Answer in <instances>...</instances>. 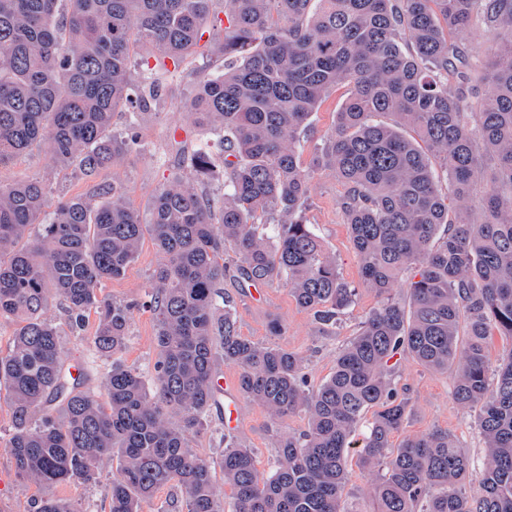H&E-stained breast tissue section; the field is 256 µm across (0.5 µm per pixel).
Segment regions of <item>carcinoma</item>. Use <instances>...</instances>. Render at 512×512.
<instances>
[{
	"label": "carcinoma",
	"instance_id": "1",
	"mask_svg": "<svg viewBox=\"0 0 512 512\" xmlns=\"http://www.w3.org/2000/svg\"><path fill=\"white\" fill-rule=\"evenodd\" d=\"M470 28L491 34L485 61L457 39ZM207 34L224 72L202 80L192 108L221 156L184 157L183 173L153 194L149 222L103 186L100 201H57L44 224L43 182H0V320L18 325L0 383L16 479L92 484L110 460V512H144L168 483L186 512H224L211 461L189 444L218 405L224 364L272 425L307 420L277 435L266 477L251 449L221 433L231 512H344L351 438L372 408L359 455L370 472L385 463L369 488L374 512H512V346L495 366L488 356L491 336L512 339V0H0V167L41 141L87 178L116 164L137 142L112 133V114L126 107L136 121L163 94L157 71L178 68ZM135 40L152 51L136 74ZM473 80L487 87L477 100ZM340 88L336 125L307 167L310 118ZM319 169L344 187L337 204L361 284L380 301L311 388L301 353L240 336L223 285L282 282L321 327L336 326L358 288L305 220ZM217 173L218 201L192 184ZM474 198L477 221L465 206ZM147 234L160 262L146 375L121 359L133 305L99 284L124 275ZM401 281L406 307L391 297ZM56 296L78 334L86 312L98 314L88 340L110 360L103 398L65 369L58 329L42 316ZM401 353L453 375L454 400L478 411L481 466L446 430L392 447L408 416L391 364ZM29 512L83 510L46 496Z\"/></svg>",
	"mask_w": 512,
	"mask_h": 512
}]
</instances>
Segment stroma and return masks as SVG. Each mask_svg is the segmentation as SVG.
I'll return each instance as SVG.
<instances>
[{
    "mask_svg": "<svg viewBox=\"0 0 512 512\" xmlns=\"http://www.w3.org/2000/svg\"><path fill=\"white\" fill-rule=\"evenodd\" d=\"M209 65L211 75H218L224 66L220 55L203 59L198 54L187 56L177 73L163 76L166 94L158 100L137 125L140 148L128 153L120 162L102 171L98 177H84L74 167L57 165L47 143L35 145L31 151L13 163L0 168V181L9 183L20 178H36L49 185L53 197L82 196L97 198L101 185L121 187L126 203L147 212L155 189L174 174L182 148H193L212 142V134L195 125L191 114V99L202 80V65ZM342 186L331 171L319 172L311 185V205L306 220L322 238L325 248L336 257L337 268L348 282L358 285L355 303L341 316L336 327L324 333L312 313L300 308L287 288L274 284L266 286L261 299L240 292L233 280H225L224 289L236 300L237 325L241 336L262 344H276L305 355L306 372L311 386H318L332 374L337 348L358 329L366 313L379 303L378 296L360 285V270L352 248L349 230L337 197ZM159 254L151 238H144L137 258L118 279L102 281L100 293L110 299L134 304L130 322V341L122 360L143 372H150L154 360L156 326L149 310L143 309L152 288V273ZM62 337L66 364L80 363L87 375L86 386L103 394V375L108 364L90 349L87 338L97 323L95 314H88L83 335L72 334L58 299H51L44 312ZM279 321L281 334L271 330L272 321ZM398 388L410 400L411 411L403 427L394 434L393 446L406 438L421 436L436 429L455 434L463 443L465 453L482 463L484 444L477 427V413L461 408L454 400L449 374L431 372L418 365L409 355L396 358ZM241 424L236 435L251 448L256 467L267 473L275 454L276 430L266 411L248 400H241ZM116 466L104 462L96 483L72 481L43 489L32 484L12 482L0 492V512H28L31 500L53 495L78 503L87 512H109L108 491Z\"/></svg>",
    "mask_w": 512,
    "mask_h": 512,
    "instance_id": "35a3bbf8",
    "label": "stroma"
}]
</instances>
